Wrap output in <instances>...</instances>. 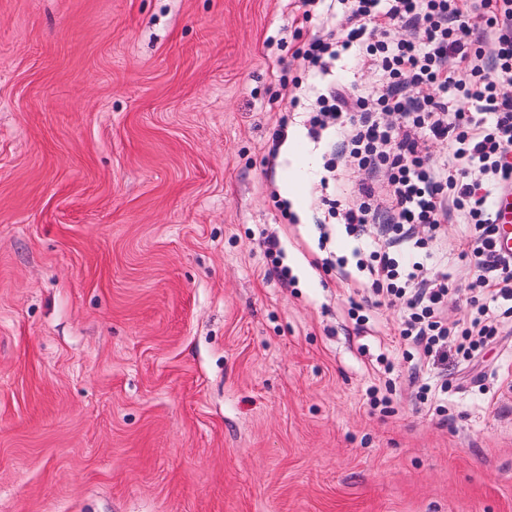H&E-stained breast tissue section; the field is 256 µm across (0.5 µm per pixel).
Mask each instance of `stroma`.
I'll list each match as a JSON object with an SVG mask.
<instances>
[{
    "instance_id": "stroma-1",
    "label": "stroma",
    "mask_w": 512,
    "mask_h": 512,
    "mask_svg": "<svg viewBox=\"0 0 512 512\" xmlns=\"http://www.w3.org/2000/svg\"><path fill=\"white\" fill-rule=\"evenodd\" d=\"M301 12L0 0V512H512V313L493 305L506 333L423 402L403 302L321 265L313 92L386 87L349 50L303 67L348 23ZM471 230L458 211L415 230L452 321ZM389 378L390 412L370 409Z\"/></svg>"
}]
</instances>
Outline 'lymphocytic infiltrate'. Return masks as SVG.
Instances as JSON below:
<instances>
[{
  "instance_id": "obj_1",
  "label": "lymphocytic infiltrate",
  "mask_w": 512,
  "mask_h": 512,
  "mask_svg": "<svg viewBox=\"0 0 512 512\" xmlns=\"http://www.w3.org/2000/svg\"><path fill=\"white\" fill-rule=\"evenodd\" d=\"M351 27L344 41L313 39L298 56L315 67L336 57L356 42L379 68L387 94L348 100L336 89L317 97L318 111L311 132L340 135V150L357 160L361 169L380 168L393 186L391 217L379 231L386 250L372 253L371 262L357 261L366 271L379 303L404 301L406 314L399 326V342L413 348L417 358L410 377L429 389L427 375L434 366L466 361L486 346L496 332L488 308L478 307L464 325L448 324L443 304L446 280L429 278L425 261L401 267L392 249L416 225L437 228L451 211L467 215L475 228L465 236L461 258L476 269L474 288L492 301L512 302V260L498 254L487 189L512 182V98L501 95V84L512 85V0H486L487 12L471 13L468 0H348ZM422 29V42L392 41L395 25ZM455 90L461 103L449 112L447 103L421 95V88ZM402 113L414 128L449 142L452 153L429 165L417 151L410 132L393 137L380 115ZM478 170L483 185L466 182L468 170ZM360 202L342 205L323 198L329 210H341L347 235L365 239L370 216L377 207L368 182L359 187Z\"/></svg>"
}]
</instances>
